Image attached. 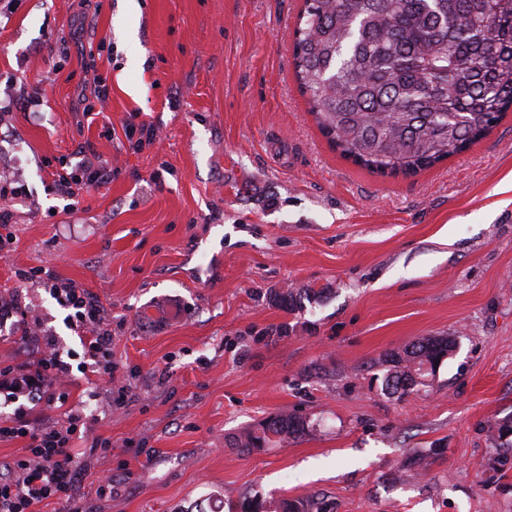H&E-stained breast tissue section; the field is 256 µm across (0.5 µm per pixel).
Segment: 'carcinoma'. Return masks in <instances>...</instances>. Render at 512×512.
<instances>
[{
    "label": "carcinoma",
    "mask_w": 512,
    "mask_h": 512,
    "mask_svg": "<svg viewBox=\"0 0 512 512\" xmlns=\"http://www.w3.org/2000/svg\"><path fill=\"white\" fill-rule=\"evenodd\" d=\"M293 63L321 134L380 176L416 175L468 150L512 110V0H305ZM454 336H426L382 362L400 398L429 387ZM311 432L281 413L233 437L243 454ZM512 415L492 427L512 449ZM234 512H309L302 499L244 497Z\"/></svg>",
    "instance_id": "obj_1"
}]
</instances>
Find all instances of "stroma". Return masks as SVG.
I'll return each mask as SVG.
<instances>
[{
  "mask_svg": "<svg viewBox=\"0 0 512 512\" xmlns=\"http://www.w3.org/2000/svg\"><path fill=\"white\" fill-rule=\"evenodd\" d=\"M125 2L0 0V160L23 165L0 182V293L15 300L0 367L82 349L26 280L42 270L98 297L126 394L111 411L105 381L74 372L69 401L91 412L80 478L73 504L40 512H195L258 493L328 512H512V454L489 432L512 415V112L442 164L381 177L308 112L292 56L303 0ZM133 116L156 133L138 152ZM87 150L111 182L62 195L55 172ZM309 287L298 308L274 300ZM425 336L457 339L433 388L387 394L386 354ZM281 412L312 432L230 447Z\"/></svg>",
  "mask_w": 512,
  "mask_h": 512,
  "instance_id": "obj_1",
  "label": "stroma"
}]
</instances>
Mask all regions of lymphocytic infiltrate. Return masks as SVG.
<instances>
[{
    "label": "lymphocytic infiltrate",
    "mask_w": 512,
    "mask_h": 512,
    "mask_svg": "<svg viewBox=\"0 0 512 512\" xmlns=\"http://www.w3.org/2000/svg\"><path fill=\"white\" fill-rule=\"evenodd\" d=\"M112 169L105 162L90 160L78 167L62 170L56 181L58 190L75 196L87 186L111 182ZM43 288L64 309L70 310L69 323L82 335L83 354L94 374L112 380V328L106 323L100 301L71 281L47 279ZM72 375L69 362L57 353L39 356L20 370L0 371V385L7 400L24 393L31 405L59 404L63 412L52 423L35 422L28 410L17 408L0 421V441L20 440L24 443L21 457L7 462L6 477H0V512H35L39 505L53 501H70L78 478L74 465L76 441L87 428V417L81 406L69 404L60 391Z\"/></svg>",
    "instance_id": "1"
}]
</instances>
